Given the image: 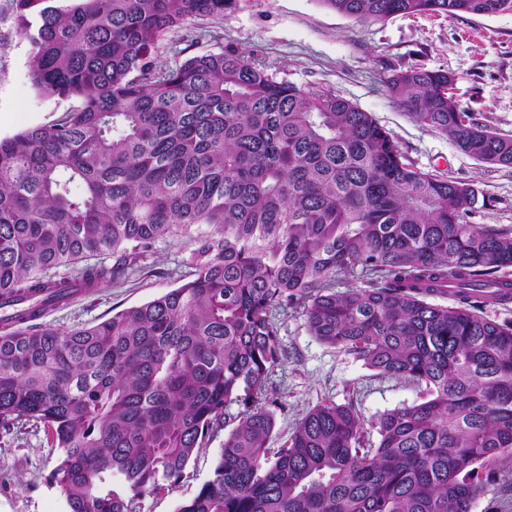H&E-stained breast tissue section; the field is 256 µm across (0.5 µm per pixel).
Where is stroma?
I'll list each match as a JSON object with an SVG mask.
<instances>
[{
  "mask_svg": "<svg viewBox=\"0 0 512 512\" xmlns=\"http://www.w3.org/2000/svg\"><path fill=\"white\" fill-rule=\"evenodd\" d=\"M235 49L277 79L341 96L369 112L424 171L437 170L471 184L478 193L477 224L512 227V167L491 169L458 151L448 137L415 122L388 94L385 79L409 66L445 70L455 78L459 103L496 132L512 135V14L455 17L400 16L364 22L324 0H239L223 18H199L167 33L157 60ZM71 101L41 94L30 76L29 47L16 32L13 0H0V138L59 120ZM188 249L179 238L157 242L141 271L74 302L50 310L44 323L75 327L146 303L185 282ZM288 359L271 377L280 448L295 423L318 403L355 400L364 422L417 401V387L378 379L372 370L312 336L301 310L276 315ZM223 432H216L189 462L183 477L135 502L137 512H176L213 475ZM59 454L43 427L0 433V512H67L48 475Z\"/></svg>",
  "mask_w": 512,
  "mask_h": 512,
  "instance_id": "obj_1",
  "label": "stroma"
}]
</instances>
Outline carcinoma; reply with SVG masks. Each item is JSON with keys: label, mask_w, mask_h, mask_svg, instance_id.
I'll return each mask as SVG.
<instances>
[{"label": "carcinoma", "mask_w": 512, "mask_h": 512, "mask_svg": "<svg viewBox=\"0 0 512 512\" xmlns=\"http://www.w3.org/2000/svg\"><path fill=\"white\" fill-rule=\"evenodd\" d=\"M13 2L35 87L78 106L0 139V308H18L0 320V431L44 427L69 512H133L232 421L213 478L177 512H471L512 459V322L484 316L512 303V230L471 222L474 187L238 51L157 62L166 33L237 0ZM324 2L371 22L512 14V0ZM453 83L411 66L387 89L463 154L512 167V136L460 107ZM174 236L188 282L95 324L39 322ZM287 308L420 400L379 415L375 442L353 403L322 402L272 450Z\"/></svg>", "instance_id": "1"}]
</instances>
